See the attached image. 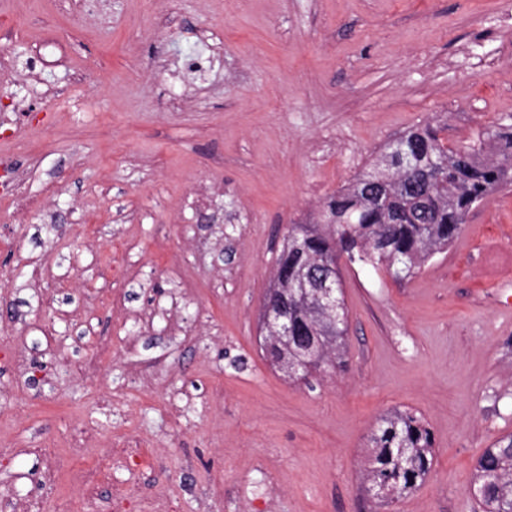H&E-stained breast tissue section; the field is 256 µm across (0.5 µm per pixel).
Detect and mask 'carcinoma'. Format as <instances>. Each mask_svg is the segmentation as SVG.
<instances>
[{
	"label": "carcinoma",
	"mask_w": 512,
	"mask_h": 512,
	"mask_svg": "<svg viewBox=\"0 0 512 512\" xmlns=\"http://www.w3.org/2000/svg\"><path fill=\"white\" fill-rule=\"evenodd\" d=\"M404 159L381 149L367 167L324 204L315 222L293 224L276 271L288 275V287L308 288L312 269L340 273L339 263L384 268L394 277L412 276L460 234L471 210L496 189L512 183V122L485 129L477 141L449 147L430 123L395 139ZM316 309L313 299L288 304L297 336L288 356L314 352V371L344 367L347 331L341 316ZM336 321V339L324 329ZM371 448L364 483L383 486L390 505L418 489L434 461V438L417 415L393 410L379 418L369 434ZM473 486L482 489L484 512H512V435L486 449L475 467Z\"/></svg>",
	"instance_id": "obj_1"
}]
</instances>
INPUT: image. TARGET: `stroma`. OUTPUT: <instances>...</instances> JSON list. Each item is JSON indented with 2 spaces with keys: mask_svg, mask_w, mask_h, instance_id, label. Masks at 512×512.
<instances>
[{
  "mask_svg": "<svg viewBox=\"0 0 512 512\" xmlns=\"http://www.w3.org/2000/svg\"><path fill=\"white\" fill-rule=\"evenodd\" d=\"M512 0H0L36 59L0 157V512H481L512 434V308L477 261L512 250V185L413 277L341 264L348 362L310 385L262 349L292 224L405 130L449 145L512 117ZM213 64L191 72L197 54ZM421 416L434 462L380 508L376 420ZM473 486L482 489L484 512H512V435L487 448L475 467Z\"/></svg>",
  "mask_w": 512,
  "mask_h": 512,
  "instance_id": "stroma-1",
  "label": "stroma"
}]
</instances>
